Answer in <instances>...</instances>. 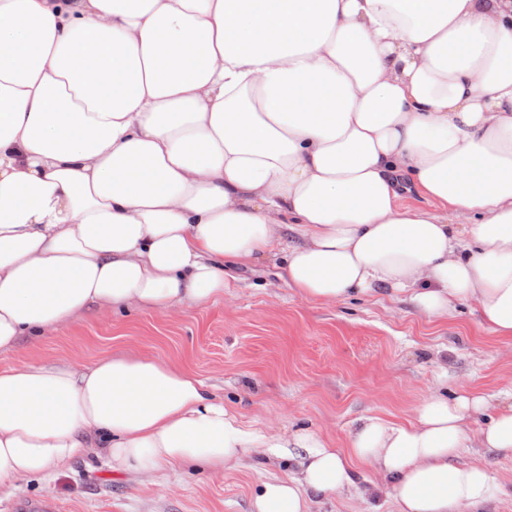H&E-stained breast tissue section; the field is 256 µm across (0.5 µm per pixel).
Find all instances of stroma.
Returning <instances> with one entry per match:
<instances>
[{
	"instance_id": "obj_1",
	"label": "stroma",
	"mask_w": 512,
	"mask_h": 512,
	"mask_svg": "<svg viewBox=\"0 0 512 512\" xmlns=\"http://www.w3.org/2000/svg\"><path fill=\"white\" fill-rule=\"evenodd\" d=\"M223 299L162 314L138 307L90 308L47 336L0 352V368L28 363L82 368L105 355L147 354L191 367L217 400L274 433L309 427L344 446L355 419L406 423L433 395L484 394L491 409L512 404V341L494 337L473 306L429 317L407 297L382 291L334 304L303 299L273 262L230 270ZM461 463L487 466L497 482L477 512H512V452L463 448ZM294 461L253 452L221 471L175 464L143 476L108 467L88 448L48 477L0 496V512L52 500L66 512H252L263 483L295 473ZM380 475L355 469V483L312 498L310 512H398L376 493Z\"/></svg>"
}]
</instances>
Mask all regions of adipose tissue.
Returning a JSON list of instances; mask_svg holds the SVG:
<instances>
[{"label":"adipose tissue","instance_id":"1","mask_svg":"<svg viewBox=\"0 0 512 512\" xmlns=\"http://www.w3.org/2000/svg\"><path fill=\"white\" fill-rule=\"evenodd\" d=\"M268 256L303 298L471 303L512 340V0H0V351L93 304L203 305L225 263ZM487 408L363 416L342 451L245 424L154 356L4 368L0 490L94 446L136 473L262 448L299 473L254 512H308L356 460L399 512H466L493 489L455 461L474 418L512 450V405Z\"/></svg>","mask_w":512,"mask_h":512}]
</instances>
